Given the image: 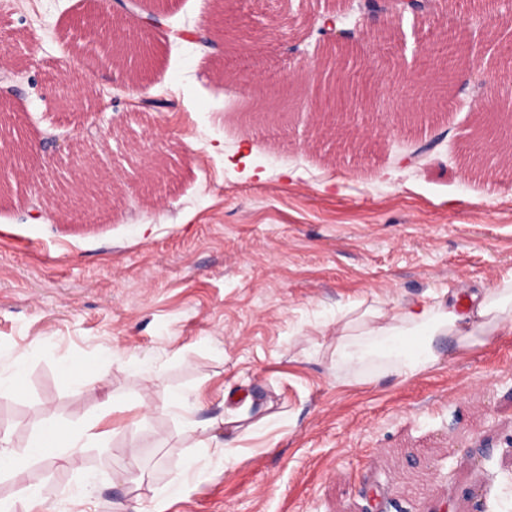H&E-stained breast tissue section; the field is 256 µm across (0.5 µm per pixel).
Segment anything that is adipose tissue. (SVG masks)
<instances>
[{
    "label": "adipose tissue",
    "mask_w": 512,
    "mask_h": 512,
    "mask_svg": "<svg viewBox=\"0 0 512 512\" xmlns=\"http://www.w3.org/2000/svg\"><path fill=\"white\" fill-rule=\"evenodd\" d=\"M507 327L512 328V279L445 302H380L361 311L352 307L336 321L330 367L340 375L372 365L413 376L439 361L438 338L463 346L476 332L491 335Z\"/></svg>",
    "instance_id": "1"
}]
</instances>
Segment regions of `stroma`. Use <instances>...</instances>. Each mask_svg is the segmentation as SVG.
<instances>
[{"label":"stroma","mask_w":512,"mask_h":512,"mask_svg":"<svg viewBox=\"0 0 512 512\" xmlns=\"http://www.w3.org/2000/svg\"><path fill=\"white\" fill-rule=\"evenodd\" d=\"M160 9L140 87L76 28L109 0H0V89L34 144L0 198V432L28 453L44 421L89 432L72 465L30 459L0 499L40 487L32 512H512V330L443 345L414 377L330 370L350 306L476 292L512 278V169L480 144L484 106L512 113V82L484 38L512 41V0H438L420 19L355 29L357 0H146ZM247 38L210 27L217 13ZM347 33L367 95L357 127L326 137L316 103L322 17ZM455 37L453 76L411 75ZM78 110L60 100L88 72ZM288 79L292 106L266 95ZM111 130L89 160L105 204L39 203L28 171L81 127ZM82 366L72 388L62 369ZM234 456L202 425L236 399ZM490 455L473 461L476 441ZM137 465L126 471L129 450Z\"/></svg>","instance_id":"obj_1"}]
</instances>
